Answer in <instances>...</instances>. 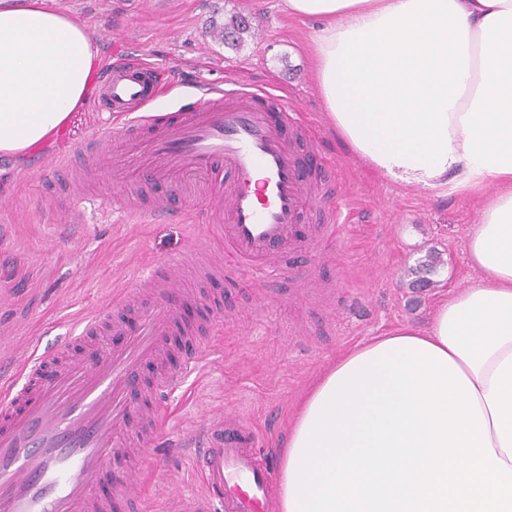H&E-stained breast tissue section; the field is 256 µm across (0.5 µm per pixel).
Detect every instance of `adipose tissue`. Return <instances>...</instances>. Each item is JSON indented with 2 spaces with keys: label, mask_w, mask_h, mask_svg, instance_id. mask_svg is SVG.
Segmentation results:
<instances>
[{
  "label": "adipose tissue",
  "mask_w": 512,
  "mask_h": 512,
  "mask_svg": "<svg viewBox=\"0 0 512 512\" xmlns=\"http://www.w3.org/2000/svg\"><path fill=\"white\" fill-rule=\"evenodd\" d=\"M317 19L315 84L350 150L408 188L481 200L475 283L344 352L284 440L279 512H512V0H283ZM84 27L0 7V154L92 94Z\"/></svg>",
  "instance_id": "obj_1"
}]
</instances>
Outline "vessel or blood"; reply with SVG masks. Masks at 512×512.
Here are the masks:
<instances>
[{
  "instance_id": "vessel-or-blood-1",
  "label": "vessel or blood",
  "mask_w": 512,
  "mask_h": 512,
  "mask_svg": "<svg viewBox=\"0 0 512 512\" xmlns=\"http://www.w3.org/2000/svg\"><path fill=\"white\" fill-rule=\"evenodd\" d=\"M174 89L152 64L122 59L101 77L99 103L115 119L61 159L50 191L75 201L87 178L125 198V208L154 222L172 214L155 198L141 207L139 171L158 183L217 186L198 198L210 240L224 245V268L259 277L287 275L320 238L340 237L342 214L307 224L314 175L302 165L311 147L288 110L265 90L203 86L182 97L169 115L148 107ZM194 279L189 259L156 265L134 288L114 290L108 307L79 322L80 331L49 350L31 347L11 365L0 362V512H102L96 489L124 447L131 424L129 395L140 367L159 356L176 326L174 294ZM150 290L125 342L102 357L69 355L96 342L110 309L133 291ZM198 365L189 355L180 373L164 375L157 390L180 387ZM184 446L202 494L181 512H277L270 494L275 460L260 461L254 434L231 413L211 417L187 434Z\"/></svg>"
}]
</instances>
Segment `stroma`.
I'll return each mask as SVG.
<instances>
[{
	"label": "stroma",
	"instance_id": "stroma-1",
	"mask_svg": "<svg viewBox=\"0 0 512 512\" xmlns=\"http://www.w3.org/2000/svg\"><path fill=\"white\" fill-rule=\"evenodd\" d=\"M77 20L90 37L120 39L97 56L101 64L135 57L165 69L177 65L181 84L261 86L291 105L314 152L309 166L334 174L330 208L345 200L354 220L321 252L305 255L287 278L225 277L205 235L180 215L184 190L171 193L168 221L125 223L99 208L95 196L79 213L46 193L52 166L79 148L91 132L111 128L112 117L89 99L51 140L38 146L44 160L0 155V356L30 344L56 346L79 329L89 308L105 306L113 289L131 286L152 264L178 262L190 247L208 251L195 282L180 297V321L161 360L142 365L140 404L152 399L161 374H175L186 353L202 361L182 391L157 413L151 453L123 454L138 469L142 512H179V493L201 488L182 448L184 436L224 408L237 411L269 452L288 427L314 379L341 352L404 323L425 324L438 299L475 281L466 239L479 219L466 193L434 194L395 184L354 156L332 130L313 79L314 19L288 16L282 0H48ZM247 11L253 37L237 49L214 39L212 26ZM443 264L433 287L409 288L407 272L428 251Z\"/></svg>",
	"mask_w": 512,
	"mask_h": 512
}]
</instances>
